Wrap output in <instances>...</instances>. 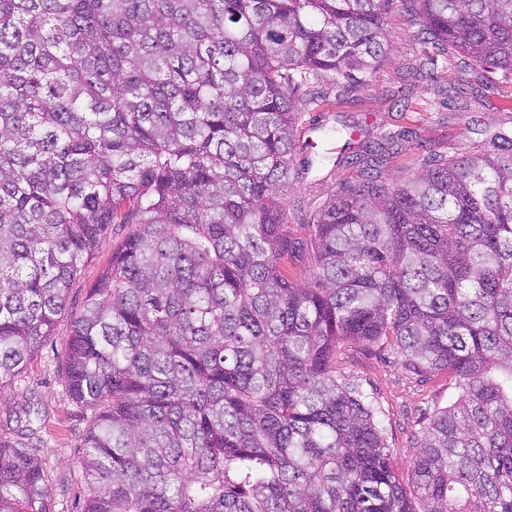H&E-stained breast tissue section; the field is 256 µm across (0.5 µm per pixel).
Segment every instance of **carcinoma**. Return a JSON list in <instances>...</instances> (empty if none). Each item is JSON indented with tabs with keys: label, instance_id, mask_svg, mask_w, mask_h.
<instances>
[{
	"label": "carcinoma",
	"instance_id": "cac0c4a2",
	"mask_svg": "<svg viewBox=\"0 0 512 512\" xmlns=\"http://www.w3.org/2000/svg\"><path fill=\"white\" fill-rule=\"evenodd\" d=\"M393 4L0 0V389L132 225L65 350L83 512H512V140L346 182L311 240L288 224L295 88L371 73ZM419 20L512 79V0ZM351 344L457 382L410 490L336 376ZM0 512H52L27 442L0 440Z\"/></svg>",
	"mask_w": 512,
	"mask_h": 512
}]
</instances>
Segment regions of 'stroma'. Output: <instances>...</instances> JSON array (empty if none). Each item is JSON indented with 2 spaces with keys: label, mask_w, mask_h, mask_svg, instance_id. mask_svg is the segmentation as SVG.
<instances>
[{
  "label": "stroma",
  "mask_w": 512,
  "mask_h": 512,
  "mask_svg": "<svg viewBox=\"0 0 512 512\" xmlns=\"http://www.w3.org/2000/svg\"><path fill=\"white\" fill-rule=\"evenodd\" d=\"M418 12L419 0H396L387 19V53L367 83L339 86L332 75L321 74L300 85L299 131L310 139L316 126L343 125L351 127L354 142L334 144L332 159L321 164H306L309 150L296 154L288 185L289 223H316L340 182L359 180L361 167L354 159L360 144L394 137L398 151L381 169L382 177L391 179L412 174L423 159L488 151L495 136L512 137V80L495 74L475 77L454 50L424 42ZM130 230L127 224L109 228L93 260L72 282L67 312L52 336L35 352L20 381L0 390L1 440L19 439L26 410L40 411L37 433L29 442L40 450L53 512H82L89 496L80 461L92 414L74 404L64 388L72 316ZM336 374L375 403L393 468L403 484H410L414 438L436 409L456 400L454 380L445 373L416 375L395 355L358 346L337 355Z\"/></svg>",
  "instance_id": "obj_1"
}]
</instances>
